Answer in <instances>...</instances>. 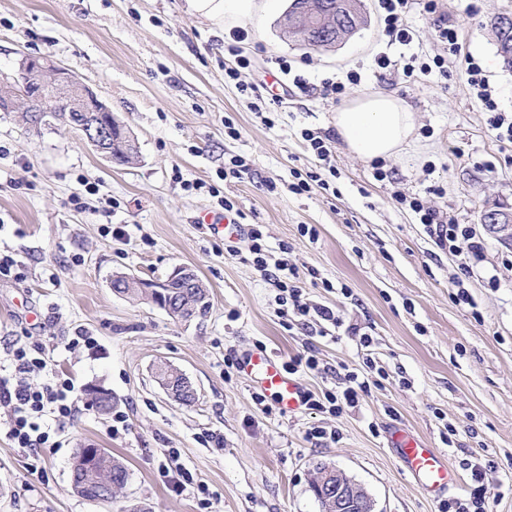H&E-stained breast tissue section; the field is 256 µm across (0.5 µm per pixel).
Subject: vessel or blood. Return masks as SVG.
Instances as JSON below:
<instances>
[{
	"label": "vessel or blood",
	"mask_w": 512,
	"mask_h": 512,
	"mask_svg": "<svg viewBox=\"0 0 512 512\" xmlns=\"http://www.w3.org/2000/svg\"><path fill=\"white\" fill-rule=\"evenodd\" d=\"M200 221L207 224L214 235L227 239L238 237L242 229L237 219L229 215H204ZM240 370L271 396L282 412L292 413L301 406L304 398L301 381L288 373L274 355L264 351L245 352L240 361ZM390 441L403 470L419 489L431 496L448 492L454 477L441 452L430 448L408 430L395 431Z\"/></svg>",
	"instance_id": "1"
}]
</instances>
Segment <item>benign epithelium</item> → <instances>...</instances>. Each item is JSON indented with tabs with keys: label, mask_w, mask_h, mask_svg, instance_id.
Here are the masks:
<instances>
[{
	"label": "benign epithelium",
	"mask_w": 512,
	"mask_h": 512,
	"mask_svg": "<svg viewBox=\"0 0 512 512\" xmlns=\"http://www.w3.org/2000/svg\"><path fill=\"white\" fill-rule=\"evenodd\" d=\"M336 17V10L325 5L318 17L304 22L301 30L305 41L312 33L323 30L324 16ZM0 112H33L36 126L60 113H73L75 119L67 128L78 132L83 140L107 159H112V125L120 121L112 110L72 72L49 56H25L19 60L14 74L0 78ZM482 222L489 226L500 240L512 245V213L492 210L484 213ZM113 278L144 289L147 301L181 322L198 319L196 305L183 306L165 300V288L174 279L190 284L197 281L194 270L187 266L175 268L165 280H145L124 273ZM319 501L326 504L325 512H374V503L367 492L343 471L326 467L320 470Z\"/></svg>",
	"instance_id": "benign-epithelium-1"
}]
</instances>
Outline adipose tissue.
Segmentation results:
<instances>
[{"mask_svg":"<svg viewBox=\"0 0 512 512\" xmlns=\"http://www.w3.org/2000/svg\"><path fill=\"white\" fill-rule=\"evenodd\" d=\"M271 6L272 0H187L191 14L219 26L252 18ZM333 126L347 151L367 161L396 156L415 130L414 117L406 102L382 93L347 100L337 109Z\"/></svg>","mask_w":512,"mask_h":512,"instance_id":"adipose-tissue-1","label":"adipose tissue"}]
</instances>
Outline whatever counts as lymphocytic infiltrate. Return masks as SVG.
<instances>
[{
	"mask_svg": "<svg viewBox=\"0 0 512 512\" xmlns=\"http://www.w3.org/2000/svg\"><path fill=\"white\" fill-rule=\"evenodd\" d=\"M418 4L430 14L436 13L438 9V0H377L383 24L382 33L388 44L408 46L417 40L418 33L409 24L408 17ZM438 38L443 51L435 55L431 63L418 67L409 61L400 65L387 52L382 51L376 54L374 64L380 70L401 68L408 77L413 76L418 68L425 72L434 68L440 74H447L449 57L460 56L463 50L462 32L457 25L443 22L438 26ZM465 62L467 84L473 96L489 112L491 129L498 139L512 142V115L499 111L496 92L480 64L470 56L465 58ZM395 199L418 215L420 223L426 224L441 249L447 250L450 255H462L469 259L480 256L482 243L473 228L441 219L435 209L419 198L399 193ZM278 270L276 281L280 291L278 302L281 316L290 315L302 323L316 316L333 327L342 326V318L332 308L325 305L313 307L302 302L303 288L297 284L291 265L281 263ZM363 364L362 371L347 373L343 390L325 393L323 400L314 401V408L337 414L343 407L355 406L360 395L370 392L371 380L368 373L376 368L374 359L370 357L365 358ZM46 366L47 362L40 350L26 346L13 350L9 365H0V405L9 410L7 434L16 447L27 451L29 458L36 463L40 462L41 450L49 441L48 433L41 427L43 417L51 415L63 423L72 421L76 413L73 398L75 385L72 379L58 376L40 387L26 382V375L42 371Z\"/></svg>",
	"mask_w": 512,
	"mask_h": 512,
	"instance_id": "obj_1",
	"label": "lymphocytic infiltrate"
}]
</instances>
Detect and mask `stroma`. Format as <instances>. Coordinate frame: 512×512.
Instances as JSON below:
<instances>
[{"label":"stroma","mask_w":512,"mask_h":512,"mask_svg":"<svg viewBox=\"0 0 512 512\" xmlns=\"http://www.w3.org/2000/svg\"><path fill=\"white\" fill-rule=\"evenodd\" d=\"M290 3L277 0L271 12L242 21L248 36L240 47L251 65L232 83L224 79L226 34L190 14L185 0H0V76L22 56L53 55L139 146L137 161L121 165L73 131L33 132L20 113L0 112V253L25 268L23 279L0 280V362L13 341L40 346L49 367L73 379L77 407L73 424L49 423L39 474L2 430L0 410V512H125L131 504L149 512H320L310 488L320 463L360 484L375 512H444L447 501L469 498L465 465L479 459L495 464L481 485L489 512H512V246L480 222L485 209L512 210V143L495 138L462 59H449L444 76L408 78L374 65L383 49L395 60L441 53L436 20L445 18L461 27L499 109L512 113V69L490 27L512 14V0H441L436 15L416 9L409 22L417 41L392 47L376 0H360L363 27L329 49L285 34ZM282 59L308 86L290 87L267 117L253 88ZM350 70L361 76L353 95L390 93L414 114L412 141L384 160L381 178L337 139L330 166L321 165L301 136L307 128L333 133L338 104L322 82ZM228 119L239 138L225 134ZM235 157L247 171L224 176ZM296 170L319 173L329 190L292 193ZM83 182L95 194L71 204ZM216 182L235 200L240 224L260 226L270 259L287 244L305 297L339 311L358 334L287 327L276 286L247 260V234L227 242L200 222L221 211L205 189ZM398 191L476 227L484 248L470 276L394 200ZM108 224L126 225L127 237L107 234ZM178 266L207 285L205 317L179 322L111 287L116 273L162 280ZM80 329L95 349L68 348ZM364 333L386 377L334 416L306 405L284 414L270 399L256 405L258 388L239 369L243 353L258 347L284 363L315 356L318 370L299 379L318 398L359 366ZM160 360L190 379L194 404L174 402L154 381ZM95 388L111 394V412L126 415L125 432L109 434L111 413L90 404ZM317 426L326 439L309 438ZM395 427L443 451L461 490L433 499L411 483L388 445ZM83 445L126 466L128 482L112 501L73 492V457ZM169 448L193 478L181 491L160 473Z\"/></svg>","instance_id":"35a3bbf8"}]
</instances>
